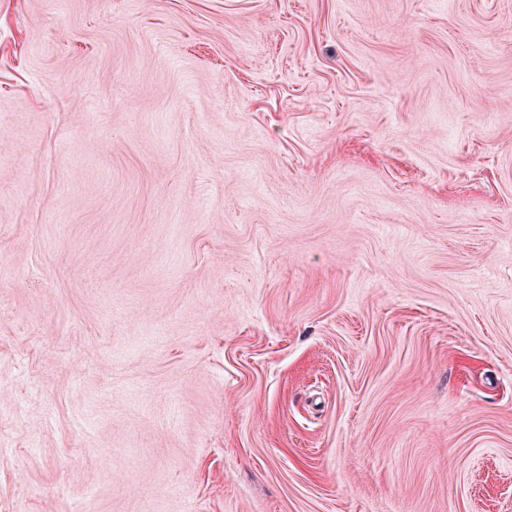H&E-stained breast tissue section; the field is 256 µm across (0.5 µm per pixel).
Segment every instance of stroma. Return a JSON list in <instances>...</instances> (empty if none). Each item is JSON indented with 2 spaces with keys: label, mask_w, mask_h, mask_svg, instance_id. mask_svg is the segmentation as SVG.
Listing matches in <instances>:
<instances>
[{
  "label": "stroma",
  "mask_w": 512,
  "mask_h": 512,
  "mask_svg": "<svg viewBox=\"0 0 512 512\" xmlns=\"http://www.w3.org/2000/svg\"><path fill=\"white\" fill-rule=\"evenodd\" d=\"M0 512H512V0H0Z\"/></svg>",
  "instance_id": "stroma-1"
}]
</instances>
